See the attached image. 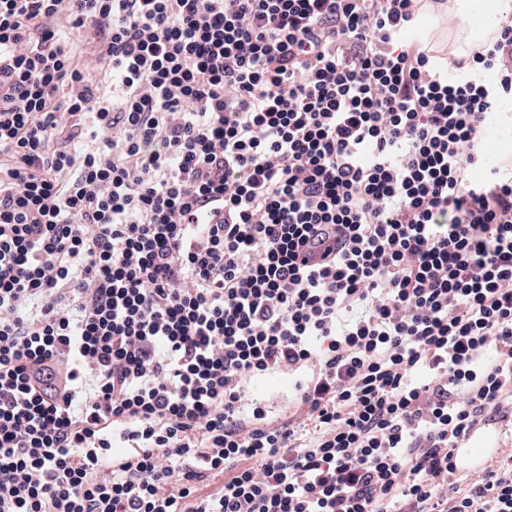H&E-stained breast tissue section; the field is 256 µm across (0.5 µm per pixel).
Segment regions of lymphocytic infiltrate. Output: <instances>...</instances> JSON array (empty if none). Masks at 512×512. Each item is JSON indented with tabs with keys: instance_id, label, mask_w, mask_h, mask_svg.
Returning <instances> with one entry per match:
<instances>
[{
	"instance_id": "1",
	"label": "lymphocytic infiltrate",
	"mask_w": 512,
	"mask_h": 512,
	"mask_svg": "<svg viewBox=\"0 0 512 512\" xmlns=\"http://www.w3.org/2000/svg\"><path fill=\"white\" fill-rule=\"evenodd\" d=\"M421 9L0 0V512H512V16ZM448 13L454 14L459 19V26L454 34L448 35V42L451 45V55L462 56L469 47L468 29H470L477 17L481 18L484 28H493L499 18L508 15L512 11V0H495L493 7L477 10V1L470 0H447ZM457 34V36H456ZM506 113L502 114L499 122L497 124H494V127L499 130L503 135L502 137H497L494 139H491L488 137L489 143L492 145V148H490V154L493 155V158L495 160L496 154L499 150L501 151H508L510 150V142H511V150H512V105H511V112H510V105L504 109L503 112ZM511 113V115H510ZM511 132V137L508 136ZM293 382L288 374L251 382L246 389L245 403H261L268 415L274 418L288 416V413L300 417L303 409L295 401ZM490 428L494 431L495 436H496L497 440L499 441V443L501 444V448H503V450H506L509 448L512 449V432L510 433L509 431H506L503 433H499V431L495 430L493 427H490ZM483 437L488 442V448H470L471 446H470L469 442L471 439L473 441L480 442V441H482ZM501 448H498L492 442L491 433H490L489 428L476 427L472 431L468 440H466L464 442L462 447L457 448L456 457H455L456 464L460 468L478 469L481 467L483 459L486 456L498 453ZM483 450H487V452L484 456H477L474 454V452H480Z\"/></svg>"
}]
</instances>
